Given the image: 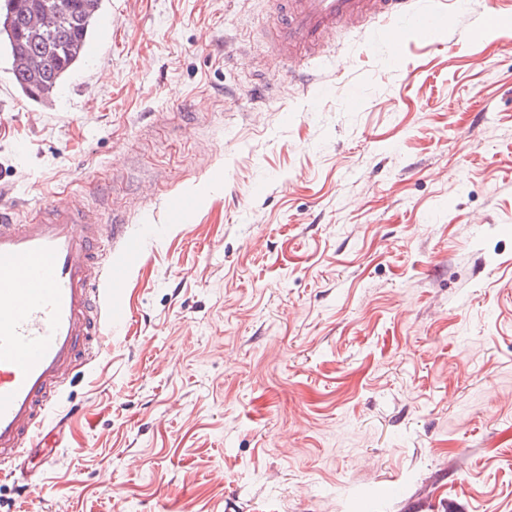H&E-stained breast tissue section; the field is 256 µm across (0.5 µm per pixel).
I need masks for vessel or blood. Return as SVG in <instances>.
I'll list each match as a JSON object with an SVG mask.
<instances>
[{"mask_svg":"<svg viewBox=\"0 0 512 512\" xmlns=\"http://www.w3.org/2000/svg\"><path fill=\"white\" fill-rule=\"evenodd\" d=\"M281 22L274 51L324 56L357 22L358 34L384 38L400 61L406 35L431 42L446 10L465 0H275ZM139 249L123 225L105 223L67 196L33 219L0 208V462L22 456L62 402V377L90 363L113 326L126 323V277L105 242Z\"/></svg>","mask_w":512,"mask_h":512,"instance_id":"vessel-or-blood-1","label":"vessel or blood"}]
</instances>
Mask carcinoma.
<instances>
[{
  "label": "carcinoma",
  "instance_id": "cac0c4a2",
  "mask_svg": "<svg viewBox=\"0 0 512 512\" xmlns=\"http://www.w3.org/2000/svg\"><path fill=\"white\" fill-rule=\"evenodd\" d=\"M102 0H0V36L14 83L30 100L51 99L84 58Z\"/></svg>",
  "mask_w": 512,
  "mask_h": 512
}]
</instances>
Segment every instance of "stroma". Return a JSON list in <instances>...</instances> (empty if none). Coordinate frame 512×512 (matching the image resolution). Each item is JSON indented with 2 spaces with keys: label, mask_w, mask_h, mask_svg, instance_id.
<instances>
[{
  "label": "stroma",
  "mask_w": 512,
  "mask_h": 512,
  "mask_svg": "<svg viewBox=\"0 0 512 512\" xmlns=\"http://www.w3.org/2000/svg\"><path fill=\"white\" fill-rule=\"evenodd\" d=\"M102 13L51 100L0 50V201L76 195L142 237L129 321L0 512H512V0L399 65L353 33L329 65L272 52L268 0Z\"/></svg>",
  "instance_id": "obj_1"
}]
</instances>
